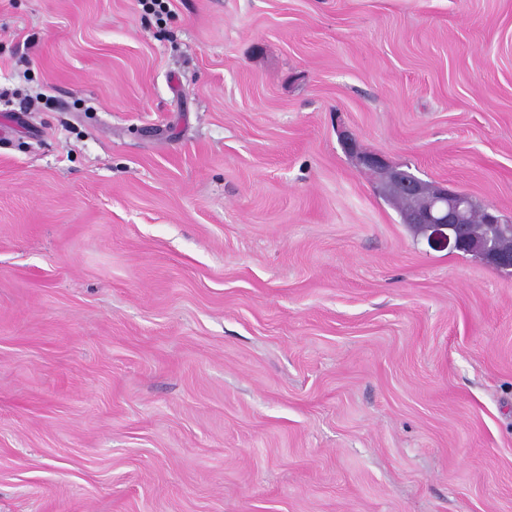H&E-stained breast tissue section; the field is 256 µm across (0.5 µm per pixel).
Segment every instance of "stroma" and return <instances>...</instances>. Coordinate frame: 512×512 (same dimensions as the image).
<instances>
[{
  "instance_id": "stroma-1",
  "label": "stroma",
  "mask_w": 512,
  "mask_h": 512,
  "mask_svg": "<svg viewBox=\"0 0 512 512\" xmlns=\"http://www.w3.org/2000/svg\"><path fill=\"white\" fill-rule=\"evenodd\" d=\"M0 0V512H512V0ZM346 145L356 166L374 174L380 192L394 188L414 201L415 206L411 209V201L395 191L385 195L399 208L403 221L411 224L416 233L425 232L417 224L427 227V240L432 247H448L452 251L478 249L486 264L499 270H512V254L505 252H512V234L500 229V225H493L511 224L512 217L488 208L484 224V207L474 203L470 210L468 197L448 187L429 184L405 169L391 165L378 153L363 151L353 137H347ZM469 210V235L479 239L490 238L501 250L490 242L475 243L469 238L464 226L468 223Z\"/></svg>"
}]
</instances>
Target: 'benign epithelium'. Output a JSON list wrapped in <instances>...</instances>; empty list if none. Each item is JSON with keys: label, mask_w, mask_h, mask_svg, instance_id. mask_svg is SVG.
Masks as SVG:
<instances>
[{"label": "benign epithelium", "mask_w": 512, "mask_h": 512, "mask_svg": "<svg viewBox=\"0 0 512 512\" xmlns=\"http://www.w3.org/2000/svg\"><path fill=\"white\" fill-rule=\"evenodd\" d=\"M346 145L356 166L374 174L379 191L394 188L414 201L415 206L406 215L405 223L425 226L432 247H448L453 251L477 249L486 264L512 270V254L490 242L476 243L469 238L465 231L471 207L468 197L444 186L429 184L390 164L382 155L360 149L353 137H347Z\"/></svg>", "instance_id": "benign-epithelium-1"}]
</instances>
